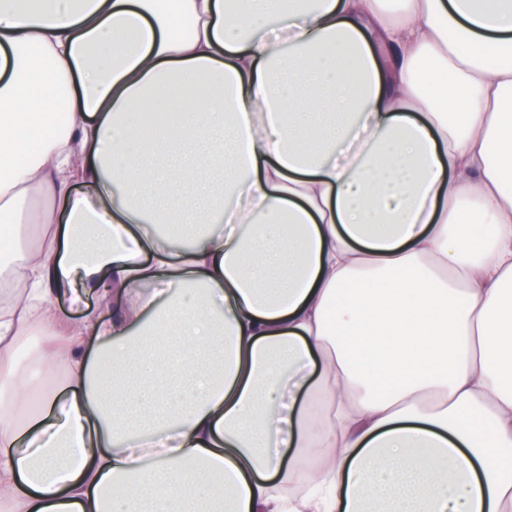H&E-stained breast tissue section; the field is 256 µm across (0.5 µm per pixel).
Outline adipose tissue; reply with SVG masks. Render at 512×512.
Returning <instances> with one entry per match:
<instances>
[{
  "label": "adipose tissue",
  "mask_w": 512,
  "mask_h": 512,
  "mask_svg": "<svg viewBox=\"0 0 512 512\" xmlns=\"http://www.w3.org/2000/svg\"><path fill=\"white\" fill-rule=\"evenodd\" d=\"M46 199L0 512H512V0H0V225Z\"/></svg>",
  "instance_id": "1"
}]
</instances>
